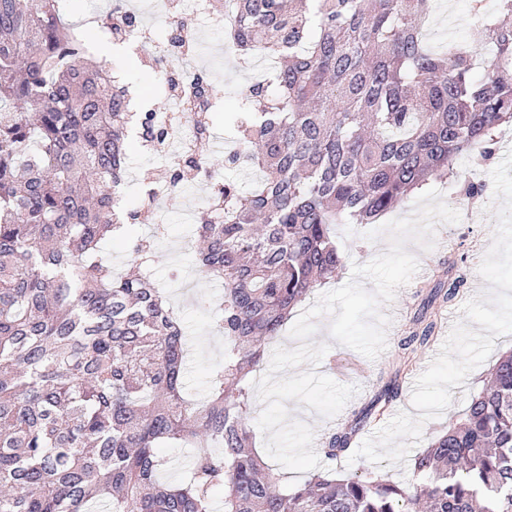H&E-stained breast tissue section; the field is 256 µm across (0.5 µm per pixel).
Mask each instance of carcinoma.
<instances>
[{
  "mask_svg": "<svg viewBox=\"0 0 512 512\" xmlns=\"http://www.w3.org/2000/svg\"><path fill=\"white\" fill-rule=\"evenodd\" d=\"M428 0H235L232 48L270 61L242 95L238 153L262 178L248 192L220 178L196 117V150L215 180L196 267L224 283V359L205 400L183 385L187 336L152 279L157 241L128 229L149 207L112 210L135 140L128 91L85 59L59 0H0V512H512V351L465 417L415 458L409 490L326 467L288 492L247 425L249 374L291 310L335 279L333 224H372L432 177L474 202L483 165L512 125V0H496L474 41L439 51L422 27ZM151 140L165 129L139 118ZM198 173L190 160L175 184ZM120 240L128 270L101 255ZM438 281L398 341L408 363L436 328L429 307L458 294ZM401 369L320 440L334 461L400 390ZM192 449L178 483L161 448ZM224 486L223 510L211 489Z\"/></svg>",
  "mask_w": 512,
  "mask_h": 512,
  "instance_id": "carcinoma-1",
  "label": "carcinoma"
}]
</instances>
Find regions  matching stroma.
<instances>
[{"mask_svg": "<svg viewBox=\"0 0 512 512\" xmlns=\"http://www.w3.org/2000/svg\"><path fill=\"white\" fill-rule=\"evenodd\" d=\"M480 22L481 17L473 13L470 0H432L425 31L431 44L441 46L468 38L476 32ZM225 44L224 35L203 33L197 60L207 68L224 101L215 121L217 141L231 145L235 142L233 127L241 110V93L245 86L253 83L255 73L250 58L226 51ZM431 186L442 193L446 204L460 212L461 219L455 224L436 223V245L432 250L423 251L416 243H408L407 250L417 255L420 269L407 285L398 289L391 302L381 307L382 313L392 312L396 315L394 322L386 327L385 351L377 358H368L332 341L329 317L322 316L316 320L314 342L330 346L317 366L318 372L339 383L356 386L357 392L346 408L330 419L305 409L297 401H287L286 406L293 419L310 425L315 434H322L326 425L335 426L344 422L352 408L370 400L380 378L397 368L396 344L399 337L408 328L409 319L418 309L426 291L437 281L445 279L446 270L451 267L462 281L458 296L448 304L431 308L430 313L438 323L432 341L415 354L409 369L404 371L400 396L357 434V441L371 437L398 413L412 412V389L416 379L439 352L449 335L450 324L461 321L462 306L487 289L478 267L494 237L498 200L489 190L480 200L468 204L460 199L448 182L435 180ZM207 195V187L194 184L172 197L166 221L167 234L158 243L152 265L154 280L167 289L186 328L189 342L185 385L192 392L203 389L211 369L224 356V341L215 329L222 316L220 301L224 288L221 283L199 275L194 262L196 217L205 209ZM368 230L365 224L335 225L336 246L345 258V267L335 280L329 282V289H336L350 280L353 264L368 263L386 252L387 238L382 236L369 240L366 237ZM509 350H512V334L496 338L495 347L487 360L469 374L464 385L452 388L450 406L441 416L424 423L420 447H428L449 423L462 417L473 396L482 390L484 380L499 356ZM336 473L340 476H378L407 488L417 482L414 460L410 457L397 464L385 461L374 464L364 459L350 464L341 460L336 464Z\"/></svg>", "mask_w": 512, "mask_h": 512, "instance_id": "1", "label": "stroma"}]
</instances>
